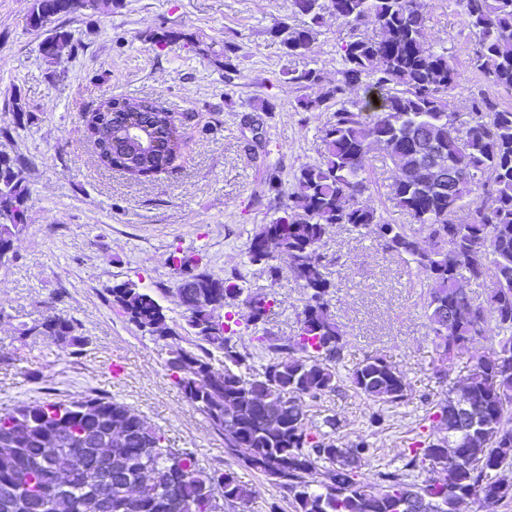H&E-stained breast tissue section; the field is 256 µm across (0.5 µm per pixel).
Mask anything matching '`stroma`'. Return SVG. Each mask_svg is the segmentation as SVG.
Returning <instances> with one entry per match:
<instances>
[{
    "instance_id": "stroma-1",
    "label": "stroma",
    "mask_w": 512,
    "mask_h": 512,
    "mask_svg": "<svg viewBox=\"0 0 512 512\" xmlns=\"http://www.w3.org/2000/svg\"><path fill=\"white\" fill-rule=\"evenodd\" d=\"M427 4L428 43L447 49L459 66L451 101L463 125L470 120V93L482 84L469 65L476 38L453 0ZM31 5L0 0V154L27 161L29 196L26 221L13 238L14 259L0 267V409L112 397L202 466L236 468L254 491L251 512H268L274 503L294 512L287 493L228 456L223 436L174 384L163 341L128 323L107 290L136 283L159 296L169 326L184 324L185 310L172 294L179 274L170 255L178 251L215 278L239 274L246 295L274 297L267 330L284 341L296 336L304 289L287 272L271 280L250 264L247 247L273 216L266 178L276 175L291 194L295 173L318 162L323 149L330 114L297 111L300 92L288 74L314 67L334 76L347 28L325 15L309 52L294 57L272 31L279 21L307 25L289 0H99L97 9L63 16L70 42L49 60L27 25ZM228 44L237 48L230 75ZM109 97L152 100L183 118L180 154L170 168L135 179L98 162L85 117ZM248 116L263 122L262 143L245 129ZM369 174L366 204L391 223H410L391 199L395 170L383 150L370 152ZM322 250L331 309L346 343L345 368L377 351L410 385L406 401L385 408L376 428L368 421L373 404L349 385L304 402L311 425L336 421L342 446L367 438L372 449L361 472L369 478L402 467L416 434L440 437L422 418L497 343L498 328L486 322L452 365H442L412 265L369 231L346 224L328 229ZM49 315L78 320L88 339L83 351L43 336L21 337L23 326ZM116 362L125 366L119 377L111 374Z\"/></svg>"
}]
</instances>
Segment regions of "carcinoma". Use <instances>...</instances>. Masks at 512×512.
Returning <instances> with one entry per match:
<instances>
[{"mask_svg": "<svg viewBox=\"0 0 512 512\" xmlns=\"http://www.w3.org/2000/svg\"><path fill=\"white\" fill-rule=\"evenodd\" d=\"M467 27L477 37L471 64L484 81L512 92V0H456ZM98 0H33L27 25L40 37L39 52L54 60L69 42L60 17L95 9ZM309 25L288 32L280 23L288 55H305L324 13L335 16L350 32L340 45L341 68L328 78L318 68L288 73L302 90L325 83L317 98L298 100L304 112L336 105L326 128L320 160L299 169L295 191L281 201L275 177L266 193L277 217L250 239L249 262L276 280L281 255L291 276L306 290L297 335L280 344L264 331L260 355L241 352L233 342V309L243 301L252 322L268 317L274 300L242 298L241 277L216 279L206 272L180 279L174 289L186 307V326L167 324L165 308L151 293L131 282L109 289L112 304L138 330L157 340L190 337L189 347L166 344L165 365L187 400L224 436L227 454L272 475L288 493L295 512H410L406 504L422 493L425 512H469L489 508L483 494L498 505L512 500V483L494 473L512 466V107H504L487 90L471 91V120L448 133L455 112L450 91L458 79L445 51L428 45L424 28L426 0H291ZM373 25L374 38H362L360 27ZM365 97L354 100L351 91ZM114 106L138 112L164 130L168 113L154 101L132 103L111 97L86 119L102 165L136 178H148L169 167L165 152L136 158L112 142ZM381 147L396 177L392 196L413 224H391L364 202L371 191L369 152ZM440 150L455 173L448 196L431 187L434 152ZM26 163L0 158V243L12 240L24 224L28 195ZM491 179L482 181V175ZM466 203L465 222L451 214ZM334 224L368 229L387 250L405 255L425 288V308L442 362L452 359L478 336L491 317L500 340L480 356L464 386L433 406L432 427L447 435L416 440L405 463L379 470L368 480L360 466L371 444L362 439L339 448L329 432L309 426L302 403L320 399L347 381L373 403L399 404L408 396L404 373L387 357L366 354L341 375L345 343L330 310L331 283L326 278L322 242ZM486 256L488 262L481 261ZM489 278L493 288L486 306L473 303L463 280ZM24 336H47L78 351L88 344L78 324L60 315L47 316L22 329ZM224 358V371L215 369ZM263 364L257 370L255 358ZM474 418L457 423L459 401ZM111 431L112 465L125 473L127 487L112 492L111 512H249L253 491L231 469H207L187 450L168 447L165 434L134 410L96 396L67 404L22 403L0 411V503L3 492L28 498L26 512H100L90 484L97 459L82 447L84 434ZM417 468L437 472L420 484L406 481Z\"/></svg>", "mask_w": 512, "mask_h": 512, "instance_id": "carcinoma-1", "label": "carcinoma"}]
</instances>
